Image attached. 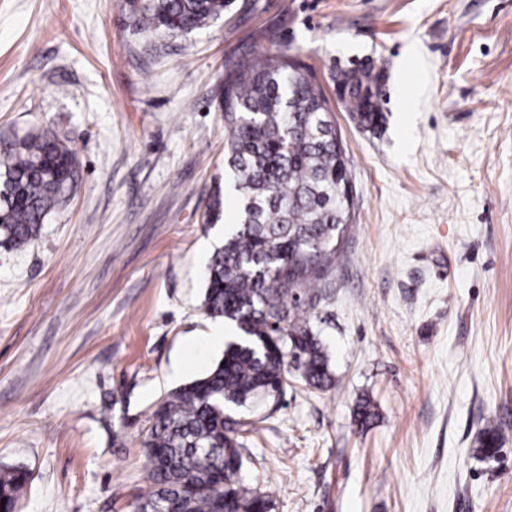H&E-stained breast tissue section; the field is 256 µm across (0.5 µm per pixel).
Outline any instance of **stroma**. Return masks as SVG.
I'll return each instance as SVG.
<instances>
[{
  "label": "stroma",
  "instance_id": "obj_1",
  "mask_svg": "<svg viewBox=\"0 0 512 512\" xmlns=\"http://www.w3.org/2000/svg\"><path fill=\"white\" fill-rule=\"evenodd\" d=\"M284 48L349 158L352 222L314 318L339 385L293 378L239 410L242 479L271 512H512V0H231L189 33L139 27L129 0H0V149L40 130L77 167L38 236L0 247L14 512H137L149 492L154 410L223 354L201 303L235 211L207 221L224 67ZM351 62L381 74L375 129L336 96ZM475 443L478 444L477 450L482 456H495L501 444L500 428L494 424H487L479 431Z\"/></svg>",
  "mask_w": 512,
  "mask_h": 512
}]
</instances>
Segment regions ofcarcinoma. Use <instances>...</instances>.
<instances>
[{"mask_svg": "<svg viewBox=\"0 0 512 512\" xmlns=\"http://www.w3.org/2000/svg\"><path fill=\"white\" fill-rule=\"evenodd\" d=\"M138 25L189 32L224 13L226 0H130ZM333 81L348 111L368 128L380 112L373 67L336 66ZM224 173L237 199L236 222L205 275L204 312L241 335L201 378L155 410L143 443L153 483L138 512H270L269 499L244 485L243 444L231 412L259 397L276 399L288 367L309 387L336 385L312 320L350 224L348 158L313 74L282 50L243 54L224 71ZM75 157L57 137L28 133L0 156V247L21 248L40 231L73 181ZM477 450L493 457L501 430L482 428ZM0 473V512H14L25 483Z\"/></svg>", "mask_w": 512, "mask_h": 512, "instance_id": "carcinoma-1", "label": "carcinoma"}]
</instances>
